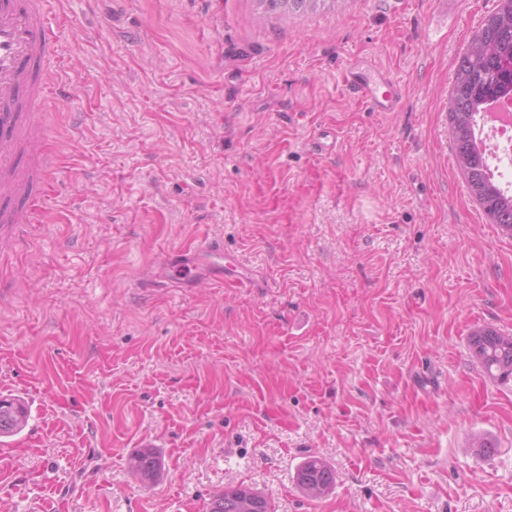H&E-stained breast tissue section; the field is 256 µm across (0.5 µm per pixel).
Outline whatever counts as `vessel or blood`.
I'll return each instance as SVG.
<instances>
[{"instance_id": "b4317fda", "label": "vessel or blood", "mask_w": 512, "mask_h": 512, "mask_svg": "<svg viewBox=\"0 0 512 512\" xmlns=\"http://www.w3.org/2000/svg\"><path fill=\"white\" fill-rule=\"evenodd\" d=\"M60 52V26L51 0H0V199L9 203L0 210V241L14 246L21 241L19 228L37 223L45 210L43 162L51 150L38 116L57 83L56 70L47 68L46 62ZM343 86L375 112L397 111L401 100V91L389 76L355 64L346 68ZM18 145L30 148L38 159L30 171H18L13 164ZM202 266L215 285L246 284L223 244L209 237L166 253L156 281L183 288L198 277Z\"/></svg>"}]
</instances>
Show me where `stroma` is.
Returning <instances> with one entry per match:
<instances>
[{"label": "stroma", "mask_w": 512, "mask_h": 512, "mask_svg": "<svg viewBox=\"0 0 512 512\" xmlns=\"http://www.w3.org/2000/svg\"><path fill=\"white\" fill-rule=\"evenodd\" d=\"M500 3L57 0L55 193L0 255V387L39 433L0 512H209L239 483L274 512H512V380L469 341L512 334V236L448 134L456 62ZM351 63L400 110L348 95ZM205 235L248 287H145ZM311 456L329 496L295 483ZM267 8L279 10L282 15L316 9L319 5H325L327 0H262ZM343 87L350 95L365 103L374 112H396L401 89L380 71H369L356 63L345 69ZM142 447V450L134 458L132 469L142 478L151 479L160 469L161 462L150 444L144 443Z\"/></svg>", "instance_id": "35a3bbf8"}]
</instances>
